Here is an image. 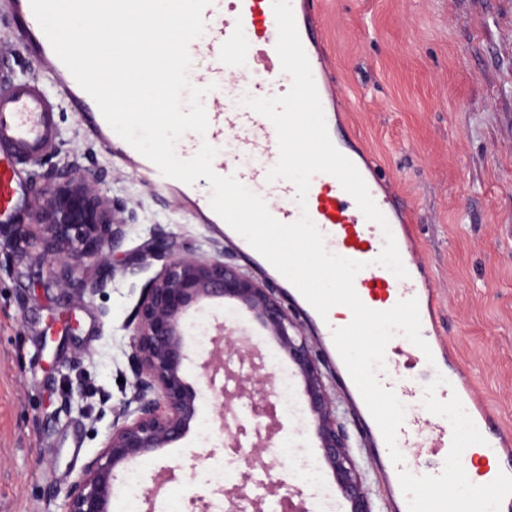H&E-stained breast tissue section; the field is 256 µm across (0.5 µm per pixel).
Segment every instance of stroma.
Here are the masks:
<instances>
[{
	"mask_svg": "<svg viewBox=\"0 0 512 512\" xmlns=\"http://www.w3.org/2000/svg\"><path fill=\"white\" fill-rule=\"evenodd\" d=\"M322 36L330 72L343 94L348 132L375 159L399 204L416 220L413 254L436 289L437 326L448 360L469 377L477 399L512 439V0H322ZM0 66L11 83L39 78L56 98L57 137L38 160L19 161L23 185L39 165H97L112 198L134 206L122 257L138 262L135 276L117 281L106 296L78 298L64 292L34 259L31 244L17 241L0 223V512H66L67 492L85 463L112 431L99 399L120 397L132 381L127 356L130 320L144 286L171 255L209 250L211 242L241 271L270 283L215 224L200 223L174 195L157 193L129 162L112 158L58 98L50 63L31 62L18 24L0 5ZM161 225L165 236L152 234ZM79 328L67 332L68 318ZM224 320L248 340L256 359L291 361L247 312L205 306L195 314L193 336H209ZM296 321L319 358L349 454L369 490L373 512H388L376 465L360 427L336 384L321 331L305 316ZM291 394L300 413L282 417V436L298 459L320 457L314 422L299 378ZM199 424L170 447L120 471L151 488L163 468L175 473L162 491L182 512L203 499L210 512H226L224 495L197 486L180 462L216 450L232 456L211 396H204Z\"/></svg>",
	"mask_w": 512,
	"mask_h": 512,
	"instance_id": "35a3bbf8",
	"label": "stroma"
}]
</instances>
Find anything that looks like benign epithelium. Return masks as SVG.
Returning a JSON list of instances; mask_svg holds the SVG:
<instances>
[{
    "mask_svg": "<svg viewBox=\"0 0 512 512\" xmlns=\"http://www.w3.org/2000/svg\"><path fill=\"white\" fill-rule=\"evenodd\" d=\"M103 182L104 175L97 169H80L72 163L51 169L33 183L30 223L13 226L15 238L23 242L31 240L32 225L43 227L35 241L37 261L48 266L59 287L81 298L105 293L119 275L135 274L133 264L114 263L127 229L135 221V211L116 206L102 193ZM226 301L252 314L288 355L304 383L322 459L349 503V512H372L368 490L349 455L345 434L336 424L332 398L312 349L279 299L261 282L224 261V248L217 243L209 254L190 250L172 257L143 288L129 343L130 392L115 401L109 396L103 399L112 413V433L84 465L82 478L69 489L67 512H110L117 472L182 438L198 418L200 400L206 393L222 398L216 410L222 421L245 384H251L252 395L272 384L271 374L260 373L262 365L252 366L253 374L247 376L229 370L224 354H233L237 346L233 330L222 322L214 326L215 348L202 363L203 374L195 384L187 381L184 367L192 352L188 319L205 305ZM221 374L235 383L234 390L217 385ZM252 407L270 423L266 436L244 458L241 483L225 491L239 499L246 498L250 471L260 468L269 472L279 463L271 444L272 435L280 430L276 407L256 401ZM184 467L193 470L195 464L164 469L154 478L145 500L158 496L166 476ZM281 507L282 512H312L297 489L281 497Z\"/></svg>",
    "mask_w": 512,
    "mask_h": 512,
    "instance_id": "7a95c632",
    "label": "benign epithelium"
}]
</instances>
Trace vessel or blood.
<instances>
[{
  "label": "vessel or blood",
  "instance_id": "1",
  "mask_svg": "<svg viewBox=\"0 0 512 512\" xmlns=\"http://www.w3.org/2000/svg\"><path fill=\"white\" fill-rule=\"evenodd\" d=\"M11 15L19 20L26 38L27 51L34 62L52 60L53 76L59 92L69 100L82 120L90 124L101 142L114 156L134 159L151 180L154 188L177 189L189 198L196 212L208 223L221 218L210 206L209 193L198 186L163 176L147 158L141 157L130 144L108 125L93 98L75 81L56 54L35 19L30 0H6ZM296 26L311 65L313 78L324 110L328 131H335L341 120L336 112L339 92L328 74L325 47L321 36V11L317 0H291ZM206 28L202 49L210 60L205 70L192 74L190 82L208 87L205 97L210 143L224 142L225 131H233L237 151L215 164L222 176H235L239 182L264 199L270 213L279 221L291 223L301 213L309 217L325 237L328 251L365 262L354 279V288L370 309L385 311L399 300L416 298L421 319V334L431 352L418 348L403 352L398 341H390L383 368L377 377L381 384L404 399L411 415L405 416L398 431L397 445L403 455L413 449L429 447L434 463L428 467L394 465L383 436L351 379L344 362H337L336 376L342 390L352 400L366 441L372 448L389 497L392 512H447L446 491L464 486L469 469L482 456L498 461L471 501V512H512V450L503 445V436L492 414L474 397L465 373L448 367V347L435 328V294L430 277L419 266H408L407 278L396 277L385 267L376 265L383 243L379 225L368 221L355 200L332 175L320 173L311 179L306 207H299L296 189L287 180L268 182L267 174L277 163L279 152L276 131L264 116L236 102L240 86L250 95H270L267 83L250 82L255 70L267 75L281 73L275 50L277 22L272 0H212L203 12ZM54 104L38 81L19 83L0 94V215L10 212L19 189L16 180L17 160L39 157L55 138ZM338 150L357 168L365 180L378 208L391 225L399 251H406L412 235L411 219L396 206L391 194L383 191L378 168L364 149L351 141L338 143ZM431 381L429 394H422L409 376V367ZM469 406L470 427L484 435V449L459 443L448 433L449 406Z\"/></svg>",
  "mask_w": 512,
  "mask_h": 512
}]
</instances>
